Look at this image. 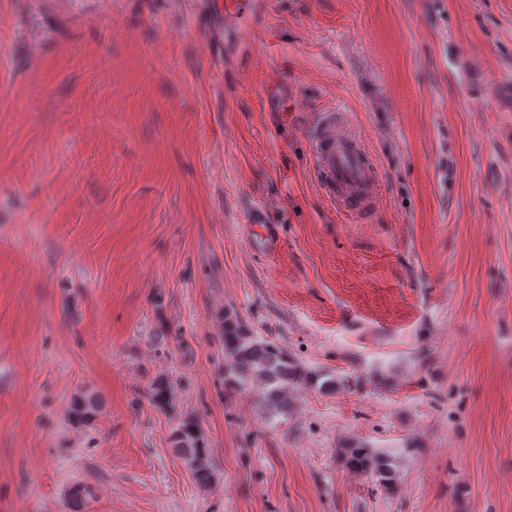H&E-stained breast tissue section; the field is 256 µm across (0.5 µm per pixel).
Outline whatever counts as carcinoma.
<instances>
[{
  "mask_svg": "<svg viewBox=\"0 0 512 512\" xmlns=\"http://www.w3.org/2000/svg\"><path fill=\"white\" fill-rule=\"evenodd\" d=\"M224 383L236 392H254L256 399L270 417L288 412L290 394L301 387L321 385L331 388L334 381L306 369L278 343L252 335L238 316L224 315ZM152 402L164 408L170 404L171 386L166 379L156 378L150 386ZM101 402L93 393L76 396L71 404V416L77 423H86L98 413ZM173 445L195 479L209 483L212 471L209 449L204 433L193 419L178 423L173 432ZM348 464L355 470L372 474L387 484L388 464L373 448L353 446L344 450Z\"/></svg>",
  "mask_w": 512,
  "mask_h": 512,
  "instance_id": "carcinoma-1",
  "label": "carcinoma"
}]
</instances>
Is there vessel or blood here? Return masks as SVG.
Masks as SVG:
<instances>
[{
	"mask_svg": "<svg viewBox=\"0 0 512 512\" xmlns=\"http://www.w3.org/2000/svg\"><path fill=\"white\" fill-rule=\"evenodd\" d=\"M315 147L326 191L352 213L369 210L376 201L377 171L360 138L329 112L318 124Z\"/></svg>",
	"mask_w": 512,
	"mask_h": 512,
	"instance_id": "obj_1",
	"label": "vessel or blood"
}]
</instances>
